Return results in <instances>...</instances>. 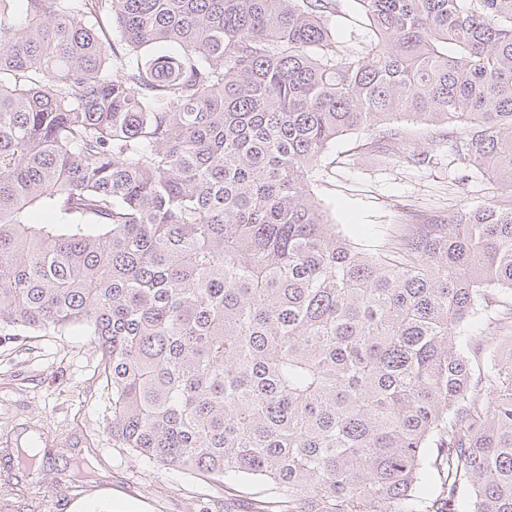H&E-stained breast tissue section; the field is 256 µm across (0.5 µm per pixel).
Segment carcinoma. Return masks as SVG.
I'll return each mask as SVG.
<instances>
[{
  "instance_id": "cac0c4a2",
  "label": "carcinoma",
  "mask_w": 512,
  "mask_h": 512,
  "mask_svg": "<svg viewBox=\"0 0 512 512\" xmlns=\"http://www.w3.org/2000/svg\"><path fill=\"white\" fill-rule=\"evenodd\" d=\"M357 2L0 0V342L88 327L119 447L276 512H512V0ZM405 120L499 192L364 251L313 173ZM341 5L343 13L332 19L336 38L346 49L353 52L359 51L370 35L366 21L361 16L359 7L354 0H343Z\"/></svg>"
}]
</instances>
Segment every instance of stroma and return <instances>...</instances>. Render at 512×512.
Listing matches in <instances>:
<instances>
[{"label": "stroma", "instance_id": "35a3bbf8", "mask_svg": "<svg viewBox=\"0 0 512 512\" xmlns=\"http://www.w3.org/2000/svg\"><path fill=\"white\" fill-rule=\"evenodd\" d=\"M336 38L353 52L369 31L355 0H342ZM409 147L428 151L416 164L364 146L365 133L339 137L316 172L314 191L337 232L358 247L386 250L407 225L489 197L478 172L462 174L444 142V128L406 122ZM98 352L85 329L37 333L0 343V512H251L268 484L245 481L227 490L217 482L158 466L112 439V394L98 373ZM44 453L35 503L18 490L25 476L12 458L16 442ZM84 460L91 476L72 489L69 465Z\"/></svg>", "mask_w": 512, "mask_h": 512}]
</instances>
